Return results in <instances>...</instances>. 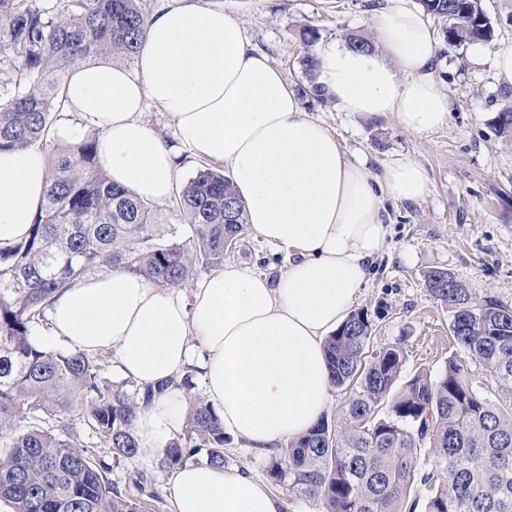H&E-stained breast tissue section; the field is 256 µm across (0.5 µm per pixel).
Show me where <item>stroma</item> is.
I'll return each instance as SVG.
<instances>
[{
    "mask_svg": "<svg viewBox=\"0 0 512 512\" xmlns=\"http://www.w3.org/2000/svg\"><path fill=\"white\" fill-rule=\"evenodd\" d=\"M223 8L245 37L282 70L291 86L310 82L306 56L318 44H347L349 36L374 39L378 12L401 5L421 11L420 0H205ZM494 26L489 42L449 45L444 24L425 15L435 42L432 70L448 93L452 108L446 122L424 134L404 130L395 116H361L339 112L325 99L305 97L306 112L324 122L341 140L351 160L381 171L397 159L420 164L430 193L418 202L386 201L390 224L381 253L371 264L357 307L375 309L372 343L402 342L407 371L438 372L453 351L448 317L429 298L424 279L429 270L452 272L474 288L512 301V131L500 130L497 116L512 108V84L498 78L494 60L512 46V0H482ZM313 32L314 42L304 40ZM293 259L287 249L269 246L244 231L224 260L270 278L285 272ZM227 468H245L281 501L282 512H318L316 503L289 491L268 474L269 458L254 454L240 441L224 449ZM160 449H143L136 458L113 464L110 479L127 483L139 471L152 475L169 494L173 470L162 467Z\"/></svg>",
    "mask_w": 512,
    "mask_h": 512,
    "instance_id": "1",
    "label": "stroma"
}]
</instances>
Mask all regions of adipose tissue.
I'll use <instances>...</instances> for the list:
<instances>
[{
    "instance_id": "ef3b65f1",
    "label": "adipose tissue",
    "mask_w": 512,
    "mask_h": 512,
    "mask_svg": "<svg viewBox=\"0 0 512 512\" xmlns=\"http://www.w3.org/2000/svg\"><path fill=\"white\" fill-rule=\"evenodd\" d=\"M374 25L380 51L318 46L321 96L340 112L393 113L412 133L441 126L451 100L433 76L422 16L397 7ZM61 94L66 111L99 130L97 161L114 184L161 203L180 176V150L224 163L251 230L295 260L275 280L225 265L187 298L120 269L88 277L55 296L40 344L112 349L123 379L166 383L136 410L140 447H166L181 433L188 400L172 380L193 364L225 432L245 447L264 454L306 433L332 399L325 341L385 244L384 203L425 198L422 166L398 159L376 172L351 161L239 24L201 0H173L149 19L135 68L91 59L64 77ZM150 104L169 113L176 144L140 121ZM46 180L41 147L0 151V248L27 235ZM171 493L174 512L281 510L239 468L186 465Z\"/></svg>"
}]
</instances>
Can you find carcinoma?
<instances>
[{"instance_id": "cac0c4a2", "label": "carcinoma", "mask_w": 512, "mask_h": 512, "mask_svg": "<svg viewBox=\"0 0 512 512\" xmlns=\"http://www.w3.org/2000/svg\"><path fill=\"white\" fill-rule=\"evenodd\" d=\"M448 18V44L490 41L481 0H420ZM147 17L138 0H0V151L48 153L44 206L19 244L0 250V505L8 512H141L135 492L77 443L72 412L115 462L141 451L132 429L140 389L104 377L95 353L47 350L53 298L88 274L114 268L181 288L197 267L224 266V233L241 239L246 207L224 173L203 167L176 197L182 224L160 229L153 204L97 166L98 134L52 144L64 108L62 75L94 55L128 62ZM430 270L425 287L448 313L457 349L436 374H404L395 343L370 349L369 310L351 311L325 345L334 415L270 459L269 475L319 512H512V302ZM79 396V409L70 398ZM224 424L198 400L165 463L205 453L224 468Z\"/></svg>"}]
</instances>
